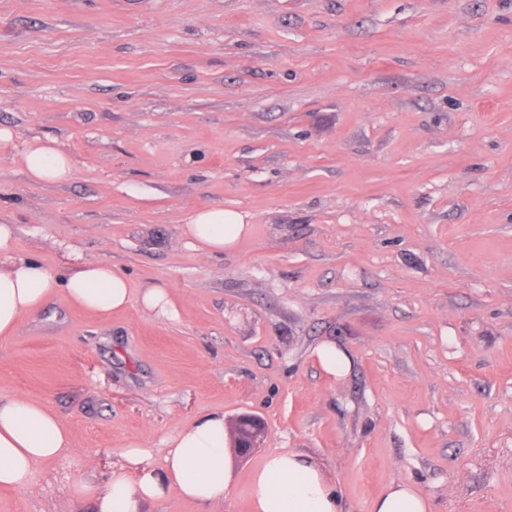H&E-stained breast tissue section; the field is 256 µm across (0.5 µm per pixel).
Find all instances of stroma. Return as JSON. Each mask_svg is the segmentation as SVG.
Returning a JSON list of instances; mask_svg holds the SVG:
<instances>
[{"label":"stroma","mask_w":512,"mask_h":512,"mask_svg":"<svg viewBox=\"0 0 512 512\" xmlns=\"http://www.w3.org/2000/svg\"><path fill=\"white\" fill-rule=\"evenodd\" d=\"M0 224L61 274L109 263L177 317L88 314L54 291L0 339V399L41 401L73 447L0 512H91L132 441L162 458L214 411L319 463L340 512L392 483L433 512H512V0H0ZM54 140L60 183L21 154ZM250 230L213 256L195 211ZM343 348L332 379L312 353ZM21 162L30 180L56 183L67 179L70 161L53 141L39 137L29 141L21 154ZM247 225L237 211L203 208L183 225V235L193 247L207 254H224L246 233ZM137 298L144 311L168 319L177 317L175 305L167 288L160 286L146 288L139 293Z\"/></svg>","instance_id":"1"}]
</instances>
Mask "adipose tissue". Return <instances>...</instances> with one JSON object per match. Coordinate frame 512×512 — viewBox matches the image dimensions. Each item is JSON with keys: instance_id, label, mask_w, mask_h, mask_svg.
<instances>
[{"instance_id": "1", "label": "adipose tissue", "mask_w": 512, "mask_h": 512, "mask_svg": "<svg viewBox=\"0 0 512 512\" xmlns=\"http://www.w3.org/2000/svg\"><path fill=\"white\" fill-rule=\"evenodd\" d=\"M30 180L56 183L67 179L70 161L53 141L33 138L21 154ZM240 213L220 208L196 211L183 226L190 245L208 253L232 249L246 233ZM9 225L0 224V338L12 335L24 314L38 310L55 288L70 303L105 315L139 302L144 311L169 319L177 311L167 288L133 292L127 278L100 261H85L66 281L31 259H13ZM72 446L71 433L59 416L40 401L16 395L0 402V487L27 489L39 464ZM151 449L129 443L123 463L113 468L102 489H90L95 512H140L143 503L177 491L195 502L217 504L233 479V454L224 415L212 412L179 426L168 440L161 466L150 462ZM249 512H339L338 497L322 468L303 454L288 450L269 456L250 475ZM371 512H432L430 498L414 484H391L374 501Z\"/></svg>"}]
</instances>
